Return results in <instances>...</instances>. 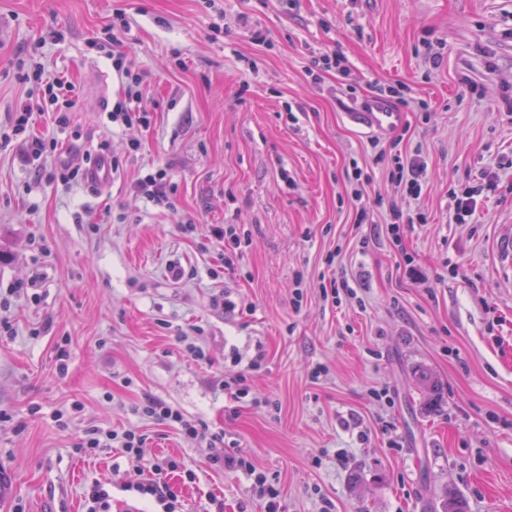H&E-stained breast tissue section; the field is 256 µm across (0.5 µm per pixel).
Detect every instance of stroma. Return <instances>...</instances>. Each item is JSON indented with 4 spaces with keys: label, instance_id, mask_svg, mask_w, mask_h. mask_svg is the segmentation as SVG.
<instances>
[{
    "label": "stroma",
    "instance_id": "1",
    "mask_svg": "<svg viewBox=\"0 0 512 512\" xmlns=\"http://www.w3.org/2000/svg\"><path fill=\"white\" fill-rule=\"evenodd\" d=\"M113 25L147 75L148 125L107 119L128 83L106 48ZM334 51L344 70L313 81L314 58ZM21 63L72 84V158L119 167L108 190L66 186L0 149V292L34 283L0 337V512H85L94 482L152 512L119 449L75 453L89 425L139 430L149 455L194 471L170 479L182 512H211L212 493L224 512H260L203 443L133 414L147 396L236 441L286 512H319L324 496L335 512H439L450 491L469 512H512V0H0L2 126L28 91ZM400 84L397 135L348 120ZM397 154L425 163L419 196L392 179ZM157 168L171 205L134 191ZM484 171L496 191L455 223L451 190ZM396 211L414 218L397 243ZM214 224L249 237L234 269L206 237ZM335 281L358 300H326ZM234 351L264 355L237 401L223 388ZM419 367L437 393L417 387ZM381 387L391 406L371 398Z\"/></svg>",
    "mask_w": 512,
    "mask_h": 512
}]
</instances>
